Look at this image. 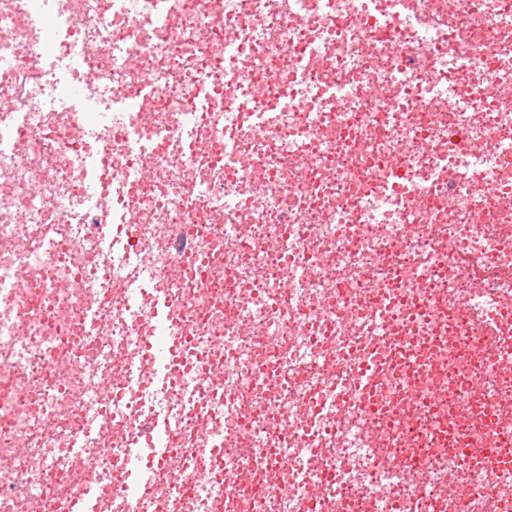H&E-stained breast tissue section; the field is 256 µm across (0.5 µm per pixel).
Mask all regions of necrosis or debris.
I'll use <instances>...</instances> for the list:
<instances>
[{
    "mask_svg": "<svg viewBox=\"0 0 512 512\" xmlns=\"http://www.w3.org/2000/svg\"><path fill=\"white\" fill-rule=\"evenodd\" d=\"M0 60V274L37 268L0 288V512H512V0H174L162 23L153 0H0ZM259 72L301 109L245 123ZM202 80L224 98L206 194L173 147ZM122 103L154 152L89 121ZM106 140L133 188L109 246L81 166ZM162 297L178 373L125 381ZM380 334L440 342L364 392ZM161 421L178 474L135 480L124 452Z\"/></svg>",
    "mask_w": 512,
    "mask_h": 512,
    "instance_id": "necrosis-or-debris-1",
    "label": "necrosis or debris"
}]
</instances>
